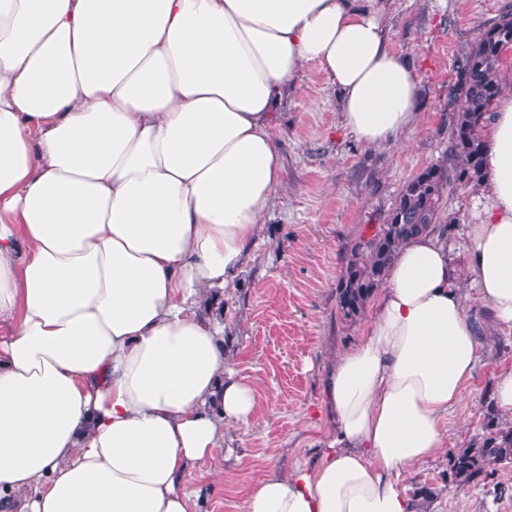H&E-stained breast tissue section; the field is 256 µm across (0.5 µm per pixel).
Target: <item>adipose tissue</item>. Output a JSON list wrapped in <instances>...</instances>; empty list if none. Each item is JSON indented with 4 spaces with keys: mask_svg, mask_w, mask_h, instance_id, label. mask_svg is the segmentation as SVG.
<instances>
[{
    "mask_svg": "<svg viewBox=\"0 0 512 512\" xmlns=\"http://www.w3.org/2000/svg\"><path fill=\"white\" fill-rule=\"evenodd\" d=\"M317 65L344 128L393 143L418 80L356 0H0V512H196L185 472L248 424L214 305L283 170L289 85ZM468 278L512 326V93L484 130ZM363 341L323 378L318 459L241 512H412L478 346L438 234L404 244Z\"/></svg>",
    "mask_w": 512,
    "mask_h": 512,
    "instance_id": "ef3b65f1",
    "label": "adipose tissue"
}]
</instances>
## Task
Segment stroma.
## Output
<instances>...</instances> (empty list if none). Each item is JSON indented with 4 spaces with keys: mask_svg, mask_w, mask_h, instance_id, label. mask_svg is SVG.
<instances>
[{
    "mask_svg": "<svg viewBox=\"0 0 512 512\" xmlns=\"http://www.w3.org/2000/svg\"><path fill=\"white\" fill-rule=\"evenodd\" d=\"M386 22L391 48L408 57L419 79L416 126L389 146L352 137L337 108L338 92L317 66H308L282 103L273 134L283 157L273 211L243 274L224 294L227 347L233 368L255 380L259 408L246 426H228L216 457L226 476L216 481L207 466L184 480L199 493V512H240L253 478L313 461L327 433L321 378L328 365L364 338L363 322L348 325L336 310V285L347 247L376 223L405 182L438 162L448 149V86L456 59L479 28L512 0H360ZM460 222L448 237L451 263L466 273L464 235L471 194L445 198ZM465 316L477 326L479 362L460 403L445 422L444 451L404 471L406 491L427 485L426 512H512V464L490 466L486 483L459 487L448 481L449 459L481 431L486 398L512 370V327L498 324L472 289L463 293Z\"/></svg>",
    "mask_w": 512,
    "mask_h": 512,
    "instance_id": "stroma-1",
    "label": "stroma"
}]
</instances>
